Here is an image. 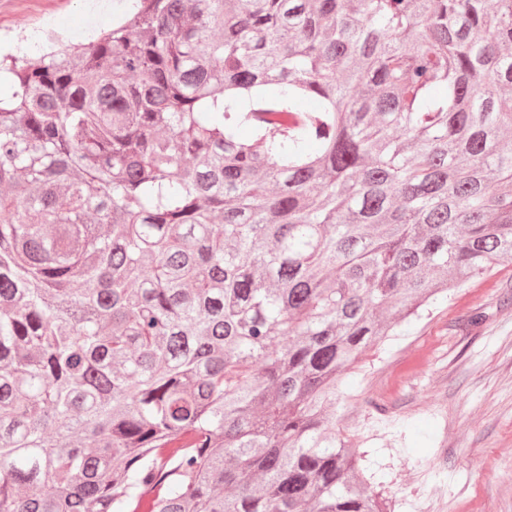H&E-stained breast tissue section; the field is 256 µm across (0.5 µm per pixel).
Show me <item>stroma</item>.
Instances as JSON below:
<instances>
[{
  "label": "stroma",
  "instance_id": "obj_1",
  "mask_svg": "<svg viewBox=\"0 0 512 512\" xmlns=\"http://www.w3.org/2000/svg\"><path fill=\"white\" fill-rule=\"evenodd\" d=\"M128 0H0V39L74 42ZM336 422L391 512H512V265L496 266L366 351Z\"/></svg>",
  "mask_w": 512,
  "mask_h": 512
}]
</instances>
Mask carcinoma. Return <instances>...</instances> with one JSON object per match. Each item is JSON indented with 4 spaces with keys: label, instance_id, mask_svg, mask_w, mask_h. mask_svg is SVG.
I'll return each instance as SVG.
<instances>
[{
    "label": "carcinoma",
    "instance_id": "cac0c4a2",
    "mask_svg": "<svg viewBox=\"0 0 512 512\" xmlns=\"http://www.w3.org/2000/svg\"><path fill=\"white\" fill-rule=\"evenodd\" d=\"M512 0H131L0 55V512H386L359 355L512 264Z\"/></svg>",
    "mask_w": 512,
    "mask_h": 512
}]
</instances>
